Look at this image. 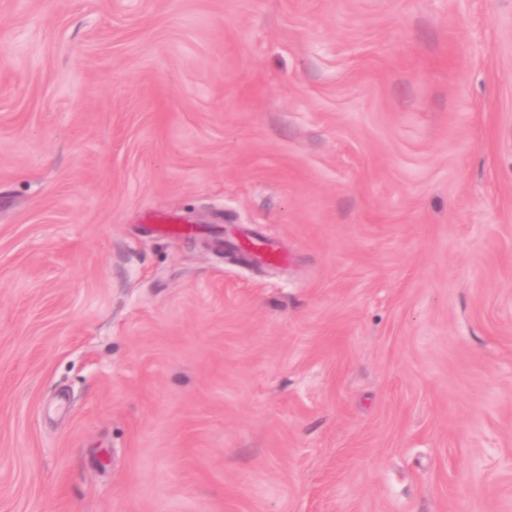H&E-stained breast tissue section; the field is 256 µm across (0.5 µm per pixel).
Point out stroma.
<instances>
[{"instance_id": "35a3bbf8", "label": "stroma", "mask_w": 512, "mask_h": 512, "mask_svg": "<svg viewBox=\"0 0 512 512\" xmlns=\"http://www.w3.org/2000/svg\"><path fill=\"white\" fill-rule=\"evenodd\" d=\"M0 512H512V0H0Z\"/></svg>"}]
</instances>
